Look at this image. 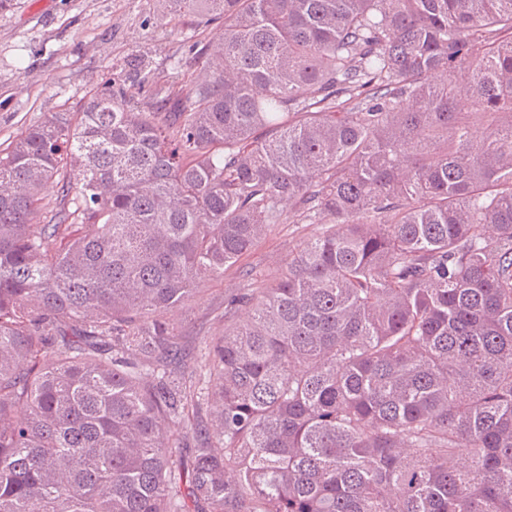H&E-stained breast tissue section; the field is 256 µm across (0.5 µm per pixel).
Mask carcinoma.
Instances as JSON below:
<instances>
[{
  "label": "carcinoma",
  "mask_w": 512,
  "mask_h": 512,
  "mask_svg": "<svg viewBox=\"0 0 512 512\" xmlns=\"http://www.w3.org/2000/svg\"><path fill=\"white\" fill-rule=\"evenodd\" d=\"M158 4L206 78L0 153V512H512V0ZM321 231L319 224H276L253 251L239 263L224 270V278L207 282L205 288L185 308L170 315L183 333L187 352L198 353L212 336L224 334V298L247 288L246 270L269 280L278 270V261L288 256L304 240Z\"/></svg>",
  "instance_id": "carcinoma-1"
}]
</instances>
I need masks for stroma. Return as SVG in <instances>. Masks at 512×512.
<instances>
[{
	"instance_id": "obj_1",
	"label": "stroma",
	"mask_w": 512,
	"mask_h": 512,
	"mask_svg": "<svg viewBox=\"0 0 512 512\" xmlns=\"http://www.w3.org/2000/svg\"><path fill=\"white\" fill-rule=\"evenodd\" d=\"M221 24L161 16L156 0H7L0 8V150L55 112H76L91 93L125 88L139 105L149 84L183 69L201 74L188 40L207 42ZM317 224H277L253 251L209 281L172 318L187 352L224 333V298L246 288V273L271 278L278 262L320 232Z\"/></svg>"
}]
</instances>
